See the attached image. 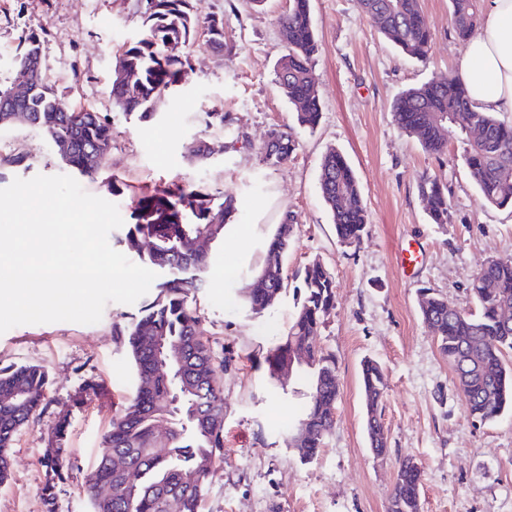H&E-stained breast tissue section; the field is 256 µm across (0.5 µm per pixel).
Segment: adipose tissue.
<instances>
[{
	"mask_svg": "<svg viewBox=\"0 0 512 512\" xmlns=\"http://www.w3.org/2000/svg\"><path fill=\"white\" fill-rule=\"evenodd\" d=\"M456 78L482 111L512 113V0H488Z\"/></svg>",
	"mask_w": 512,
	"mask_h": 512,
	"instance_id": "1",
	"label": "adipose tissue"
}]
</instances>
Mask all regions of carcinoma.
<instances>
[{
	"label": "carcinoma",
	"mask_w": 512,
	"mask_h": 512,
	"mask_svg": "<svg viewBox=\"0 0 512 512\" xmlns=\"http://www.w3.org/2000/svg\"><path fill=\"white\" fill-rule=\"evenodd\" d=\"M145 32L130 42L119 58L135 73L131 84L112 83V104L125 112L154 115L158 101L178 87L188 67L182 48L203 30L206 45L224 49V18L201 16V0H145ZM453 28L466 40L480 23L478 0H450ZM361 13L403 55L425 57L431 32L420 0H358ZM287 41L279 58L277 83L295 106L296 122L314 128L322 112L314 70L318 44L310 17L309 0H289L281 18ZM40 37L31 33L15 58L17 68H31V94L19 101V112H0V126L24 122L43 131L57 149L60 160L80 173L94 171L99 163L89 159L100 142L112 141L108 115L68 105L47 83L41 58ZM397 127L419 139L423 149L440 153L453 135L464 144L463 156L483 201L512 207V125L483 112L451 75L432 78L402 92L392 104ZM275 144L263 150L270 164L288 161L296 140L286 128H274ZM188 155L198 162L211 156L203 138L192 141ZM431 220L448 223V197L435 178L419 185ZM320 193L329 209L337 238L359 245L368 215L358 180L342 153L326 151L321 162ZM231 199L216 201L197 185L174 184L136 200L133 223L126 225L122 241L137 254L146 250L147 264L160 276L153 284L157 294L138 316L126 324L115 321L112 335L123 339L132 359L136 392L112 418L102 437V448L86 484L91 512H199L203 494L224 461V370L232 359L215 354L192 293L200 288L211 266L215 247L224 240V226L235 212ZM297 216L286 211L266 245L264 266L241 294L254 314L270 308L287 287L284 257L291 245ZM302 300L286 336L266 358L269 379L280 382L285 363L298 353L305 362L293 372L308 378L307 402L299 421L308 435L295 445L303 461H311L334 428L339 388L336 364L317 344L318 328L334 306V281L319 261L295 274ZM479 307L473 315L448 305V299L424 288L419 311L437 336L456 383L467 402L468 416L486 423L512 409V367L503 361L512 350V257L483 266L469 286ZM173 346L180 358L162 373L156 367L154 345ZM48 382L47 372L34 365L0 368V483L11 470V448L17 432L39 412ZM361 387L367 431L376 455L387 453V436L379 412L385 389L380 364L361 363ZM67 418L59 417L45 456L49 471L41 488L45 512H55V489L68 469V449L63 441ZM125 466L117 468L113 459ZM112 494L102 497L98 489ZM421 470L410 458L400 461L388 496L387 512H420Z\"/></svg>",
	"instance_id": "cac0c4a2"
}]
</instances>
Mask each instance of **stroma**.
Masks as SVG:
<instances>
[{
  "mask_svg": "<svg viewBox=\"0 0 512 512\" xmlns=\"http://www.w3.org/2000/svg\"><path fill=\"white\" fill-rule=\"evenodd\" d=\"M432 31L425 59H406L366 18L357 0H310L318 38L315 75L322 114L318 125L297 126L295 108L276 84L285 49L278 19L288 0H203L201 11L224 19V50L185 46L189 66L181 85L154 117L112 104L116 63L144 32L145 0H0V81L19 76L13 65L30 33L55 94L64 103L109 114L112 142L101 167L78 181L89 194L115 203L129 219L137 196L191 182L215 197H234V223L243 239H225L195 305L216 352L232 355L223 375L224 462L202 499L201 512H386L400 459L421 468V512H512V411L480 424L466 413L453 369L418 306L423 288L450 306L474 310L468 286L490 257L512 256V209L484 204L456 140L439 155L400 131L390 106L404 90L456 72L462 54L450 22L449 0H421ZM231 113L232 134L214 123ZM292 127L298 142L280 165L263 160L268 129ZM205 137L214 153L192 161L186 146ZM0 141L21 151L19 166H0V188L14 178L67 173L39 129L0 127ZM348 160L368 213L360 246L340 243L319 189L328 149ZM448 190V221L429 218L421 178ZM291 210L298 225L284 262L294 275L311 261L331 274L335 304L317 341L335 360L340 395L336 426L319 455L301 461L288 440L305 404L306 381L291 376L273 387L265 357L278 344L300 299L287 286L278 302L253 314L239 293L261 268L273 225L254 223L257 210ZM422 249L412 277L397 266L401 247ZM232 255L235 280L224 278ZM139 304L109 303L100 322L20 325L0 334V367L40 365L48 373L45 405L17 434L11 475L0 483V512H43L44 452L60 415L69 427L68 477L56 512H90L85 483L112 416L132 397L131 361L116 321L131 322ZM378 361L386 388L382 418L389 451L375 456L365 430L360 370Z\"/></svg>",
  "mask_w": 512,
  "mask_h": 512,
  "instance_id": "1",
  "label": "stroma"
}]
</instances>
